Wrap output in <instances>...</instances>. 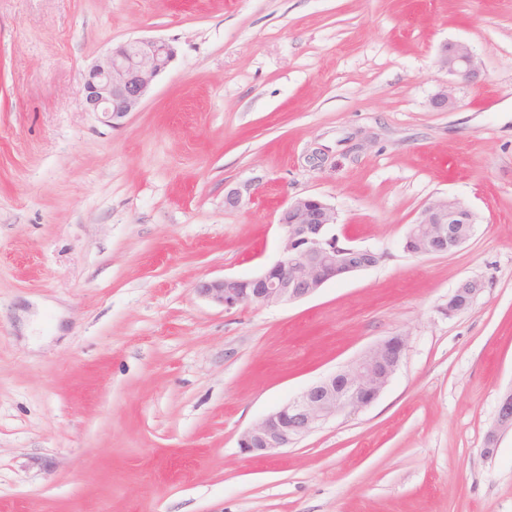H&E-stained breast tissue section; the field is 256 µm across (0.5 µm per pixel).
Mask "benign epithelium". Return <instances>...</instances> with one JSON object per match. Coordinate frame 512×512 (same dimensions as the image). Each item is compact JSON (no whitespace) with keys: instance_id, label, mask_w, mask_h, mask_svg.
<instances>
[{"instance_id":"obj_1","label":"benign epithelium","mask_w":512,"mask_h":512,"mask_svg":"<svg viewBox=\"0 0 512 512\" xmlns=\"http://www.w3.org/2000/svg\"><path fill=\"white\" fill-rule=\"evenodd\" d=\"M176 56L163 39H134L112 48L84 73L81 92L86 109L117 127L137 111L157 77ZM439 66L463 83L480 77L471 47L462 41L442 44ZM253 182H240L224 193V208L241 207L251 196ZM279 223L286 239L280 257L252 278L223 276L203 280L195 292L227 310L239 306L292 304L309 298L327 283L370 269L383 254L374 248L340 242L336 209L316 196L294 199L282 211ZM478 217L455 197H437L423 205L406 236L404 248L419 256L449 255L474 234ZM485 290L479 278L461 280L448 296V315L470 309ZM406 341L394 336L376 343L347 367L303 389L274 412L242 433L240 452L268 457L298 443L344 413L369 407L397 372ZM512 431V390L500 399L487 430L482 453L496 455L500 437Z\"/></svg>"}]
</instances>
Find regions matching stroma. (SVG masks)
<instances>
[{
	"mask_svg": "<svg viewBox=\"0 0 512 512\" xmlns=\"http://www.w3.org/2000/svg\"><path fill=\"white\" fill-rule=\"evenodd\" d=\"M136 38L177 55L114 128L81 77ZM448 41L477 82L440 68ZM307 195L379 264L289 305L195 293L276 261ZM441 196L473 238L406 252ZM468 277L484 293L448 316ZM392 336L371 406L240 453ZM510 389L512 0H0V512H512V433L482 455ZM438 63L449 75L463 83L475 82L480 77L475 55L465 42L450 41L442 44Z\"/></svg>",
	"mask_w": 512,
	"mask_h": 512,
	"instance_id": "35a3bbf8",
	"label": "stroma"
}]
</instances>
